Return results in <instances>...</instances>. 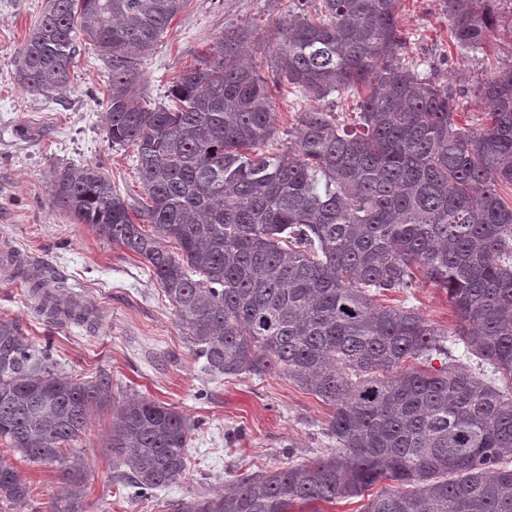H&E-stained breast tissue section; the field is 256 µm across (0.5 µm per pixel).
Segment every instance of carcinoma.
Here are the masks:
<instances>
[{
    "instance_id": "carcinoma-1",
    "label": "carcinoma",
    "mask_w": 512,
    "mask_h": 512,
    "mask_svg": "<svg viewBox=\"0 0 512 512\" xmlns=\"http://www.w3.org/2000/svg\"><path fill=\"white\" fill-rule=\"evenodd\" d=\"M271 79L240 62L249 29L224 32L141 102L144 59L187 0H51L30 30L18 77L30 93L64 89L82 46L105 58L107 136L137 147L149 204L130 206L97 165H73L54 204L153 273L188 342L215 376L282 374L329 405L334 452L238 475L234 491L172 512H323L385 481L363 512H512V67L475 87L484 122L456 124L460 92L404 52L400 0H291ZM493 0H446L448 46L481 52ZM326 102L276 137L272 88ZM358 95L359 131L336 122L334 95ZM169 239L176 252L160 246ZM47 316H72L53 283L17 268ZM424 280L457 318L441 329L375 296ZM74 317V316H72ZM76 321L86 317L78 315ZM462 358L435 371L445 342ZM475 356L502 384L471 369ZM110 402L109 385L62 372L52 343L0 321V440L32 461L68 466L63 445ZM192 425L145 397L122 404L108 448L148 497L187 470ZM29 486L0 458V501ZM53 512H83L76 489Z\"/></svg>"
}]
</instances>
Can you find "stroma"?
Segmentation results:
<instances>
[{
    "instance_id": "1",
    "label": "stroma",
    "mask_w": 512,
    "mask_h": 512,
    "mask_svg": "<svg viewBox=\"0 0 512 512\" xmlns=\"http://www.w3.org/2000/svg\"><path fill=\"white\" fill-rule=\"evenodd\" d=\"M46 6L47 0H0V252L11 251L28 267L63 280V301L90 312L92 321L48 319L25 285L1 267L0 321L19 324L31 343L52 342L67 374L110 382V403L93 410L85 432L69 444L84 466L79 490L86 512H170L175 500L224 493L242 472L327 456L330 406L279 374L208 373L142 259L91 225L73 223L54 205V172L73 164L100 165L132 208L140 207L144 192L135 146H115L107 138L109 79L96 46H83L69 85L51 96L20 84L16 61ZM289 8L290 0H188L144 61L146 103L166 102L173 81L234 24L250 25L247 51L256 69L268 72V48ZM398 21L409 55L434 60L436 80L460 89L465 118L479 119L483 106L473 89L512 66V28L495 31L473 60L448 46L444 0H402ZM377 301L415 308L442 329L457 322L445 292L426 282ZM135 395L172 407L196 426L184 479L149 498L124 487L107 446L119 405ZM0 458L30 488L26 502L2 501L0 512H51L55 496L68 486L63 467L30 461L4 441Z\"/></svg>"
}]
</instances>
